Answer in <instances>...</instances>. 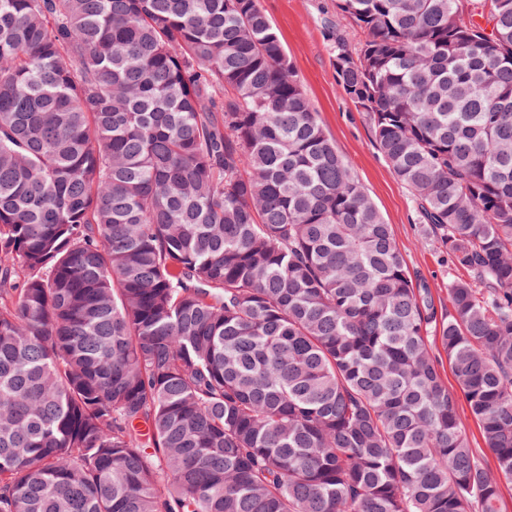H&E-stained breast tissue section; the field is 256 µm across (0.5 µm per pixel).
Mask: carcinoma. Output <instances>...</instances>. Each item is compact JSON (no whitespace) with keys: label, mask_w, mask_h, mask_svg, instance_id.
Listing matches in <instances>:
<instances>
[{"label":"carcinoma","mask_w":512,"mask_h":512,"mask_svg":"<svg viewBox=\"0 0 512 512\" xmlns=\"http://www.w3.org/2000/svg\"><path fill=\"white\" fill-rule=\"evenodd\" d=\"M336 13L445 313L259 0H0V512H501L512 0ZM457 412L464 424L471 445L474 448H480L483 451L488 463L493 465V459L490 452L484 449L486 446L482 440L479 425L477 421L472 417L469 406L462 397L459 399Z\"/></svg>","instance_id":"carcinoma-1"}]
</instances>
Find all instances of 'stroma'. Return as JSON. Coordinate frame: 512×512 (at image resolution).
<instances>
[{"label": "stroma", "instance_id": "obj_1", "mask_svg": "<svg viewBox=\"0 0 512 512\" xmlns=\"http://www.w3.org/2000/svg\"><path fill=\"white\" fill-rule=\"evenodd\" d=\"M293 63L318 119L371 196L411 273L425 281L434 300L447 301L453 270L447 255L422 237L414 202L378 154L369 124L347 98L336 78L331 25H341L350 45L359 29L341 24L335 0H260Z\"/></svg>", "mask_w": 512, "mask_h": 512}]
</instances>
